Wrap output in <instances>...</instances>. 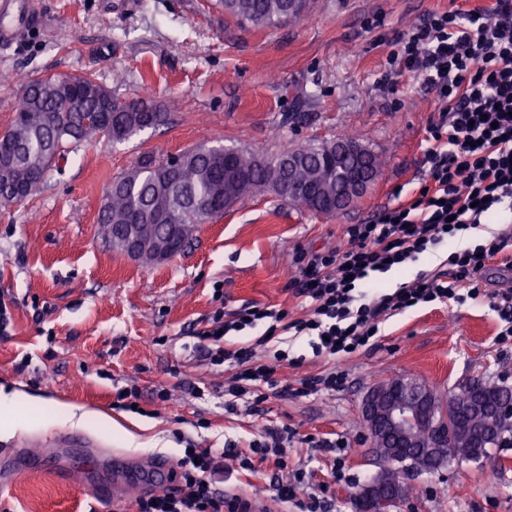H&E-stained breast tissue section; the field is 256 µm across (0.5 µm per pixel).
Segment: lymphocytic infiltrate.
Listing matches in <instances>:
<instances>
[{
  "label": "lymphocytic infiltrate",
  "mask_w": 512,
  "mask_h": 512,
  "mask_svg": "<svg viewBox=\"0 0 512 512\" xmlns=\"http://www.w3.org/2000/svg\"><path fill=\"white\" fill-rule=\"evenodd\" d=\"M388 64L439 103L423 153L424 189L370 223L349 225L342 247L300 253L296 293L310 301L306 315L295 318L287 309L261 305L229 318L216 311L199 338L210 364L235 368L232 397L248 395L260 404L274 393L306 397L344 385L345 373L333 365L296 389L278 384L272 364L257 359L258 348L278 336H310L314 355L333 362L371 346L380 324L409 306L461 305L485 291L486 262L502 247L499 233L449 253L446 269L418 274L391 293L372 294L362 285L372 273L416 262L445 240L478 228L498 205L512 202V0H496L489 9L429 13L396 36ZM252 329L258 332L254 339L229 342V335ZM171 472L168 488L139 496L133 512H253L249 499L222 488L223 449H185Z\"/></svg>",
  "instance_id": "1"
}]
</instances>
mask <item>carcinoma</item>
I'll return each instance as SVG.
<instances>
[{
	"label": "carcinoma",
	"instance_id": "carcinoma-1",
	"mask_svg": "<svg viewBox=\"0 0 512 512\" xmlns=\"http://www.w3.org/2000/svg\"><path fill=\"white\" fill-rule=\"evenodd\" d=\"M289 0H220L224 13L254 26L276 27L301 18L309 9L288 12ZM112 92L90 78L71 83L61 78L29 80L18 96L14 120L0 135V200L10 202L28 183L31 173L45 182L64 148L97 136L123 142L139 132L162 124L165 113L143 101L110 105ZM306 154L304 178L336 192L330 169L336 150L317 147L285 149L269 158L224 146L185 151L165 160L148 158L133 171L112 181L99 223L112 245L126 250L137 240L144 250L177 226V250L193 239L197 226L224 215V211L255 189L274 192L288 186V157ZM470 387L465 386L439 401L437 416L448 422L453 440L433 456L425 468L437 470L452 460L486 457L499 445L501 434L470 437L472 419L465 408Z\"/></svg>",
	"mask_w": 512,
	"mask_h": 512
}]
</instances>
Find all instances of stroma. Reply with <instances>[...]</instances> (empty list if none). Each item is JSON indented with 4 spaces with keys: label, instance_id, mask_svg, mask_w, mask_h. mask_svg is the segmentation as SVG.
Segmentation results:
<instances>
[{
    "label": "stroma",
    "instance_id": "1",
    "mask_svg": "<svg viewBox=\"0 0 512 512\" xmlns=\"http://www.w3.org/2000/svg\"><path fill=\"white\" fill-rule=\"evenodd\" d=\"M453 0H311L300 19L270 29L241 25L218 0H17V14L39 21L0 51V133L14 119L24 83L34 77L88 76L122 101L144 99L165 112L164 124L127 141L69 148L65 161L23 201L0 202V295L13 302V328L0 336V386L28 395L43 415L35 463L0 493V512H126L128 495H111L102 474L60 455L54 470L38 458L54 451L68 428L58 410L101 416L82 432L117 454L181 457L188 448H224V490L251 499L255 512H300L275 494L287 473L312 478L303 497L323 512H355L353 497L379 470L360 405L377 382L412 378L440 396L476 378L512 388V346L498 344V306L512 291V238L488 261L485 295L459 305L433 302L391 317L370 349L341 362L336 391L224 405L231 367L208 364L197 337L216 310L248 304L301 316L295 293L300 252L344 244L349 225L415 197L433 94L391 74L397 34ZM378 156L382 167L355 206L332 216L293 207L277 195L246 196L221 218L199 225L190 248L146 266L113 248L98 213L116 177L144 156L163 159L200 147L274 155L284 148L335 141L345 132ZM512 223L499 206L488 224L384 274L368 288L390 292L439 269L451 248L483 242ZM222 299H215V291ZM311 339L290 348L304 362L281 364L275 378L298 385L327 368ZM29 359L25 375L15 366ZM199 387L201 396L189 393ZM138 389L137 411L117 405ZM171 393L156 404L159 390ZM286 431L287 471L242 470L236 453ZM405 494L391 512H512V430L483 462H452L403 473Z\"/></svg>",
    "mask_w": 512,
    "mask_h": 512
}]
</instances>
